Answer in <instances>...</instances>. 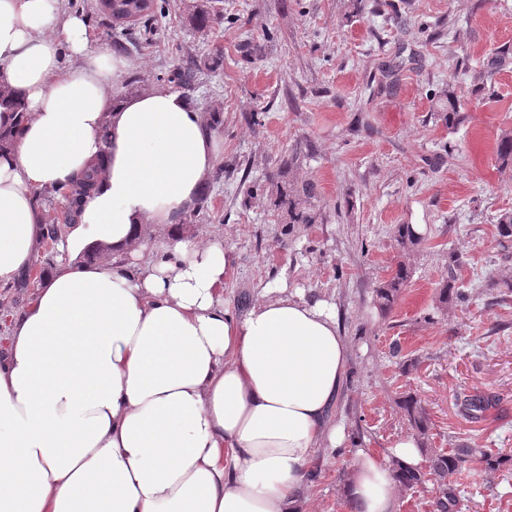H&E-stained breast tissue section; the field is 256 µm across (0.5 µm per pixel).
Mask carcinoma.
<instances>
[{
    "label": "carcinoma",
    "instance_id": "obj_1",
    "mask_svg": "<svg viewBox=\"0 0 512 512\" xmlns=\"http://www.w3.org/2000/svg\"><path fill=\"white\" fill-rule=\"evenodd\" d=\"M155 0H102L99 11L116 28L126 25L146 24L154 13ZM512 61V53L503 51L492 58L491 63L479 70L468 73L470 82L485 87L492 82L496 70ZM224 62L221 52L214 53L206 61L200 63L193 60L172 70L168 81L180 87L190 86L197 73L201 70H217ZM0 105L7 106L18 113V119L27 118L22 106L13 100L12 88L7 82L0 81ZM496 159L503 165L512 164V133H503L496 143ZM289 166L288 161L273 175L276 188L274 207L286 213L288 223L315 224L320 219L317 210L319 199L318 185L311 179L293 180L289 183L279 181L283 169ZM95 182V173L84 174L63 188H56L53 193L63 197L66 202L64 223L74 221L80 208L82 198L88 193ZM62 223V224H64ZM62 224L58 218L51 217L45 221L46 241H53L62 236ZM394 239L400 249L408 251L422 243L424 237L415 232L409 224H398L394 230ZM461 265V257L453 252L448 253V266L436 291L435 305L438 312L459 306L468 300L467 294L456 287V270ZM411 273L404 264L398 265L387 280L375 289V304L379 310L387 314L398 300L402 289L407 286ZM491 405V400L483 395H466L462 399L463 413L471 419H479ZM401 412L409 426L420 439L422 456L428 461V467L413 469L404 468L399 461H392L398 472L401 492H413L426 483L432 485V504L436 512H461V503L456 493L457 475L473 464L481 466L488 486L495 484L499 472L506 466H512V456L495 448L480 446L475 442L462 443L455 448L429 447L430 418L422 400L412 394L405 396L400 402Z\"/></svg>",
    "mask_w": 512,
    "mask_h": 512
}]
</instances>
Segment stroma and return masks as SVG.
Returning a JSON list of instances; mask_svg holds the SVG:
<instances>
[{
	"label": "stroma",
	"instance_id": "obj_1",
	"mask_svg": "<svg viewBox=\"0 0 512 512\" xmlns=\"http://www.w3.org/2000/svg\"><path fill=\"white\" fill-rule=\"evenodd\" d=\"M84 3L94 38L132 63L122 93L157 87L193 57L224 55L220 70L203 71L184 92L200 112L224 116V177L185 231L223 235L236 262L224 290L231 308L280 286L335 308L349 343L336 415L349 439L307 490V512H349V458L359 447L389 453L407 431L397 401L408 392L430 413L433 447L476 441L512 455V298L492 304L487 288L512 279L495 230L512 212V165L495 156L500 135L512 132V67L483 90L464 73L512 50V0H387L376 11L361 0H223L205 38L191 15L207 0H166L147 34L115 29L98 0ZM397 56L406 66L383 75ZM445 89L463 102L453 127L439 108ZM296 147L290 174L317 182L322 218L291 229L269 176ZM398 224L421 225L423 242L399 252ZM452 251L470 301L425 322ZM401 261L411 278L380 314L374 288ZM396 345L418 358L416 370H399ZM474 393L495 400L477 420L459 407ZM456 483L462 512H512V471L492 490L476 467Z\"/></svg>",
	"mask_w": 512,
	"mask_h": 512
}]
</instances>
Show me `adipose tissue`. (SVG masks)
I'll use <instances>...</instances> for the list:
<instances>
[{
  "mask_svg": "<svg viewBox=\"0 0 512 512\" xmlns=\"http://www.w3.org/2000/svg\"><path fill=\"white\" fill-rule=\"evenodd\" d=\"M59 0H0V288L40 263L41 192L95 172L61 257L20 312L0 308V512H300L322 458L347 441L334 406L348 342L333 307L272 288L224 300V238L184 233L222 153L166 87L120 93L129 61L92 47ZM351 457L352 512H398L391 465Z\"/></svg>",
  "mask_w": 512,
  "mask_h": 512,
  "instance_id": "obj_1",
  "label": "adipose tissue"
}]
</instances>
